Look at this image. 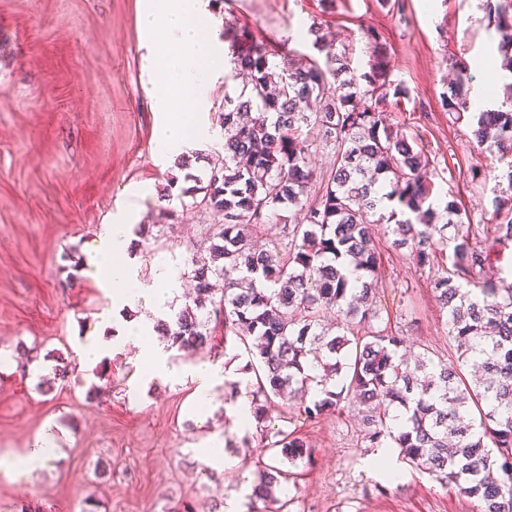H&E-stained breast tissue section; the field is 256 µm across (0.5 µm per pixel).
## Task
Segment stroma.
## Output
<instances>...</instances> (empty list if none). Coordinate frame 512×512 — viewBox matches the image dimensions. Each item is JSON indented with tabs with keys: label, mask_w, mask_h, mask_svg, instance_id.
<instances>
[{
	"label": "stroma",
	"mask_w": 512,
	"mask_h": 512,
	"mask_svg": "<svg viewBox=\"0 0 512 512\" xmlns=\"http://www.w3.org/2000/svg\"><path fill=\"white\" fill-rule=\"evenodd\" d=\"M146 0H0V349L37 347L40 376H51L55 356L76 360L81 344L112 312L106 292L76 269L101 225L131 213L148 225L151 242H138V273L151 282L171 267L183 301L191 284L184 260L214 217L163 201L172 159L155 151L160 118L152 110L158 75L151 68L154 38L141 29ZM207 34L244 30L295 59L317 57L311 24L342 41L354 67L366 71L372 49L365 29L380 33L386 64L410 98L391 106L392 122L406 125L435 160L438 194L453 193L465 223H488L491 183L471 181L488 159L470 122L441 104L455 63L487 60L480 84L502 78L498 36L488 25L487 0H406L405 14L378 0H211ZM170 206L172 219L160 210ZM379 244L381 317L411 346L449 356L446 316L430 288V268L415 265L408 249L392 247L385 225L373 227ZM74 287H65L68 276ZM112 392L104 403L88 398L101 379L76 370L66 385L42 392L38 378L16 362L0 363V449L14 456L45 430L56 447L31 475L0 477V512L21 503L40 512H177L190 502L210 512L213 501L245 500L258 463L271 453L254 428L225 431L230 386L214 390L206 421L196 418L192 385L131 388L143 360L118 345L107 360ZM270 430L296 426L312 448V462L288 478L292 512H479L477 499L431 480L411 466L394 483L366 466L356 448L361 423L352 409L303 420L281 400L266 410ZM239 443L238 469L209 480L197 455L210 436Z\"/></svg>",
	"instance_id": "obj_1"
}]
</instances>
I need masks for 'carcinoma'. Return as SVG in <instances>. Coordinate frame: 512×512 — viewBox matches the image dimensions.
Here are the masks:
<instances>
[{"label":"carcinoma","mask_w":512,"mask_h":512,"mask_svg":"<svg viewBox=\"0 0 512 512\" xmlns=\"http://www.w3.org/2000/svg\"><path fill=\"white\" fill-rule=\"evenodd\" d=\"M488 24L499 36L500 67L512 76V0L489 9ZM310 32L322 63L294 61L258 41L241 48L244 33L232 38L234 69L249 78L237 95L224 92V158L202 177L185 174L196 188L178 196L182 207L220 221L185 260L194 296L157 326L177 352L214 347L219 328L224 342L244 347L259 375L252 404L260 439L269 438L262 423L274 397L291 400L307 420L350 406L362 422V447L398 449L418 471L477 499L480 512H512V267L496 280L483 276L490 256L512 245V160L503 173L509 193L493 197L490 224L477 233L456 201L433 199L429 157L390 122L389 97L406 96V87L377 57L356 73L320 28ZM472 79L471 66L458 64L457 88L443 105L459 118L472 114L477 145L509 158L512 110L471 112L461 87ZM320 145L333 151V164L314 193L309 159ZM287 205L301 212L300 223L256 248L261 227ZM374 224L390 229L394 246L410 245L418 266L450 250L431 287L454 358L427 348L404 356L399 331L361 328L378 318ZM331 311L339 321L325 320ZM397 408L407 415L405 430L393 426ZM274 437L272 460L257 470L248 499L291 512L292 500L277 496L282 466L310 461L311 449L294 430Z\"/></svg>","instance_id":"1"}]
</instances>
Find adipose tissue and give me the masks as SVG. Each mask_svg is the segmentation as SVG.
<instances>
[{
	"label": "adipose tissue",
	"instance_id": "obj_1",
	"mask_svg": "<svg viewBox=\"0 0 512 512\" xmlns=\"http://www.w3.org/2000/svg\"><path fill=\"white\" fill-rule=\"evenodd\" d=\"M207 6L208 0H149L140 16L144 31L164 34L163 40L154 44L152 64L162 77L153 98L154 109L163 118L156 147L166 156L189 154L208 135L198 114L204 106L206 87L221 77L227 59L220 54L217 40L201 37L199 33L200 23L208 15ZM132 239L131 223L122 216L113 217L89 253L86 274L100 287L111 290L117 308L149 302L155 319H167L175 274L170 268H160L154 284L144 286L133 258L128 255ZM154 331L153 321L123 320L115 340L97 334L87 337L78 361L83 366L97 365L111 355L115 342L135 344ZM148 359L149 366L137 379V388L158 380L191 383L194 412L199 421H206L214 400L213 390L226 378L224 371L208 364L190 371L178 369L160 345L149 349Z\"/></svg>",
	"mask_w": 512,
	"mask_h": 512
}]
</instances>
